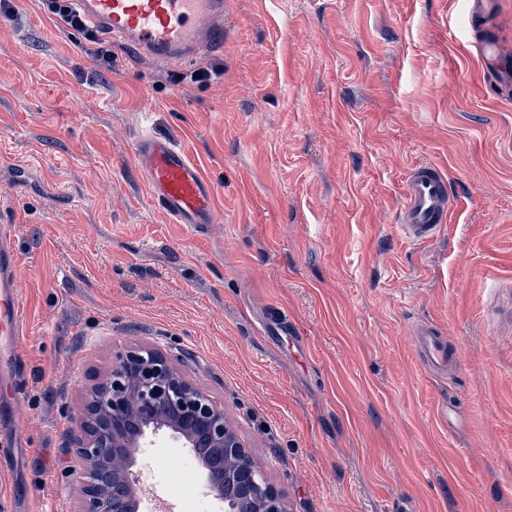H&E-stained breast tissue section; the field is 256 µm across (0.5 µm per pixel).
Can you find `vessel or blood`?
I'll use <instances>...</instances> for the list:
<instances>
[{
  "instance_id": "1",
  "label": "vessel or blood",
  "mask_w": 512,
  "mask_h": 512,
  "mask_svg": "<svg viewBox=\"0 0 512 512\" xmlns=\"http://www.w3.org/2000/svg\"><path fill=\"white\" fill-rule=\"evenodd\" d=\"M97 33L124 48L144 68L157 71L194 66L224 47L225 0H72ZM134 164L152 205L172 224L196 226L220 222L213 205L215 187L186 152L171 140L142 135ZM450 208L448 181L434 166L418 163L409 170L399 215L402 235L414 243L435 240ZM20 299L14 226L0 224V352L18 357L25 333ZM418 357L439 373L456 370L451 337L421 325L413 331ZM27 448L16 432L0 436V474L11 475Z\"/></svg>"
}]
</instances>
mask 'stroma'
<instances>
[{
    "mask_svg": "<svg viewBox=\"0 0 512 512\" xmlns=\"http://www.w3.org/2000/svg\"><path fill=\"white\" fill-rule=\"evenodd\" d=\"M226 9L196 81L104 61L41 0H0V155L50 185L18 190L0 168L28 326L27 385L0 380V421L31 448L0 495L75 512L85 390L147 345L223 405L288 512H512V86L481 51L489 34L512 60V0ZM145 132L216 183L221 223L150 206ZM418 162L453 199L424 244L397 223ZM420 324L454 338L456 374L416 357ZM191 454L137 455L174 512L203 485Z\"/></svg>",
    "mask_w": 512,
    "mask_h": 512,
    "instance_id": "obj_1",
    "label": "stroma"
}]
</instances>
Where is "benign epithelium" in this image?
Wrapping results in <instances>:
<instances>
[{"mask_svg": "<svg viewBox=\"0 0 512 512\" xmlns=\"http://www.w3.org/2000/svg\"><path fill=\"white\" fill-rule=\"evenodd\" d=\"M163 430L187 448H209L204 467L210 493L224 512H288L224 418V407L197 387L161 351L134 346L115 353L112 367L84 396L72 450L80 468L77 512H130L134 487L127 471L140 448L154 447ZM230 495L218 494L224 479Z\"/></svg>", "mask_w": 512, "mask_h": 512, "instance_id": "7a95c632", "label": "benign epithelium"}]
</instances>
